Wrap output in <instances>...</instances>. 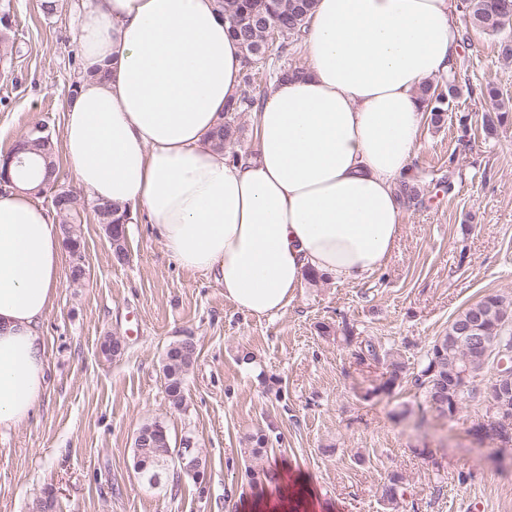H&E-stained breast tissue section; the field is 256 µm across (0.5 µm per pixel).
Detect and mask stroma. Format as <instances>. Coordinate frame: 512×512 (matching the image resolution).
<instances>
[{
    "label": "stroma",
    "instance_id": "stroma-1",
    "mask_svg": "<svg viewBox=\"0 0 512 512\" xmlns=\"http://www.w3.org/2000/svg\"><path fill=\"white\" fill-rule=\"evenodd\" d=\"M0 0L15 35L0 60V153L34 123L62 135L71 86L83 64L76 36L82 0ZM452 114L422 124L412 158L422 205L404 210L384 268L348 284L305 282L288 308L257 318L224 297L208 273L166 253L144 207L127 224L130 259L118 263L92 209L81 214L86 276L60 286L43 332L48 384L26 422L0 434V512H37L54 489L58 512H257L244 479L249 436L264 432L261 466L288 473L286 493L268 490L281 512H512V451L469 433L482 420L490 381L478 377L459 412L427 406L411 374L453 317L493 292H512V120L493 138L481 130L493 82L512 97V62L498 38L470 31L456 61ZM469 115L460 126V115ZM330 335H321L319 325ZM122 340L112 358L106 337ZM191 337L198 358L181 409L169 404L162 358ZM398 353L409 374L380 392L383 363L361 347ZM254 358L245 367L242 354ZM160 420L173 446L191 440L207 460L203 478L152 485L134 468L143 423ZM434 448L426 459L418 448ZM403 474L405 496L390 509L381 486Z\"/></svg>",
    "mask_w": 512,
    "mask_h": 512
}]
</instances>
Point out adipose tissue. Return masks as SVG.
<instances>
[{
	"instance_id": "adipose-tissue-1",
	"label": "adipose tissue",
	"mask_w": 512,
	"mask_h": 512,
	"mask_svg": "<svg viewBox=\"0 0 512 512\" xmlns=\"http://www.w3.org/2000/svg\"><path fill=\"white\" fill-rule=\"evenodd\" d=\"M452 0H316L306 67L252 115L256 151L227 163L208 136L238 96L243 55L217 0H85V70L62 147L96 200L148 211L182 268L215 273L251 316L283 312L308 272L383 268L423 119L418 89L456 63ZM109 69L107 79L93 70ZM62 238L30 194L0 191V433L47 388L43 322Z\"/></svg>"
}]
</instances>
